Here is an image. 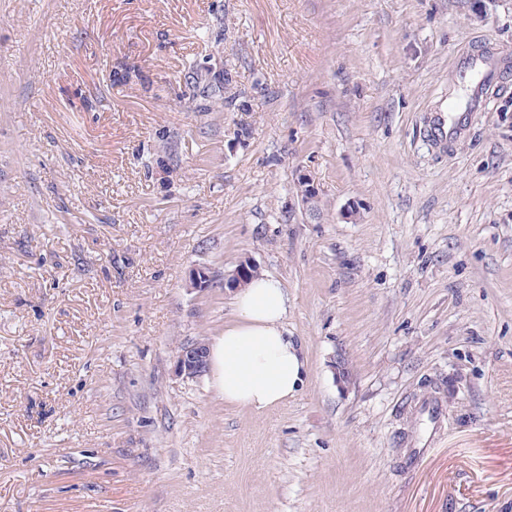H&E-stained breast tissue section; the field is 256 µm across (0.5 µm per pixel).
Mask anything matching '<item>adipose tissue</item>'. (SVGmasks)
Instances as JSON below:
<instances>
[{
	"label": "adipose tissue",
	"instance_id": "adipose-tissue-1",
	"mask_svg": "<svg viewBox=\"0 0 512 512\" xmlns=\"http://www.w3.org/2000/svg\"><path fill=\"white\" fill-rule=\"evenodd\" d=\"M234 319L209 345L212 385L225 404L265 409L294 395L304 382L307 359L288 337V292L260 275L234 297Z\"/></svg>",
	"mask_w": 512,
	"mask_h": 512
}]
</instances>
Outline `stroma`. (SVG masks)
<instances>
[{"instance_id":"stroma-1","label":"stroma","mask_w":512,"mask_h":512,"mask_svg":"<svg viewBox=\"0 0 512 512\" xmlns=\"http://www.w3.org/2000/svg\"><path fill=\"white\" fill-rule=\"evenodd\" d=\"M478 40L512 0H0V512H512V71L424 132ZM244 260L308 361L263 410L174 371ZM482 50H473L462 56L457 63V70L463 76L473 71H483V77L473 83L467 95V101L463 108L457 109L448 106L443 112H448V120H440L428 131L429 135L437 141L452 142L462 137L465 132V122L468 116L478 112H486L488 109L491 91L495 90L500 81L494 79L492 70ZM192 79L194 81V88L199 89L205 96L214 97L220 96L223 92L224 85L229 84L232 80V75L226 70L217 72H211V70H205L204 74L202 70L194 69Z\"/></svg>"}]
</instances>
